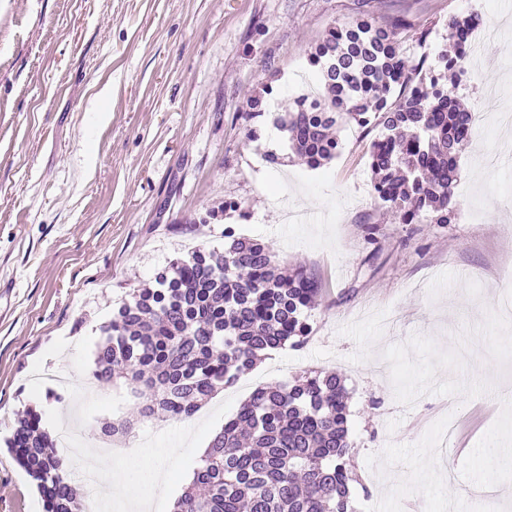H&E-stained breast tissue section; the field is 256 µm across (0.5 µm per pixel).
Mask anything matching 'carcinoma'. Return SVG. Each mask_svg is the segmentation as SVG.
<instances>
[{"mask_svg":"<svg viewBox=\"0 0 512 512\" xmlns=\"http://www.w3.org/2000/svg\"><path fill=\"white\" fill-rule=\"evenodd\" d=\"M474 25L470 17L449 19L446 66L459 65ZM410 27L401 20L387 30L358 17L329 29L307 55L324 92L311 110L294 101L279 122L312 167L336 156L338 124L381 125L369 150L378 198L401 224L430 213L434 223L449 224L448 186L469 139L470 112L451 89L427 81L423 61L406 55L397 30ZM318 292L303 265L282 269L261 241L198 250L172 263L158 287L133 291L119 307L103 329L95 376L124 380L142 419L189 417L263 352L301 345L308 334L301 311ZM348 416L347 388L334 371L254 391L211 441L175 512H355ZM9 444L37 482L45 512H82L40 414L21 419Z\"/></svg>","mask_w":512,"mask_h":512,"instance_id":"1","label":"carcinoma"}]
</instances>
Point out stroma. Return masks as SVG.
Instances as JSON below:
<instances>
[{
  "instance_id": "stroma-1",
  "label": "stroma",
  "mask_w": 512,
  "mask_h": 512,
  "mask_svg": "<svg viewBox=\"0 0 512 512\" xmlns=\"http://www.w3.org/2000/svg\"><path fill=\"white\" fill-rule=\"evenodd\" d=\"M457 15L501 27L466 76L438 63ZM360 16L412 22L410 56L491 118L460 152L451 223L401 224L378 199V129L340 124L339 153L313 169L276 124L317 79L308 50ZM510 111L506 0H0V512H44L5 445L18 418L93 441L128 419L124 384L82 395L101 326L176 258L223 250L228 228L319 281L309 333L191 418L134 421L104 476L113 494L132 483L172 512L256 389L316 369L349 391L358 512H512V127L496 122ZM476 408L465 447H445Z\"/></svg>"
}]
</instances>
